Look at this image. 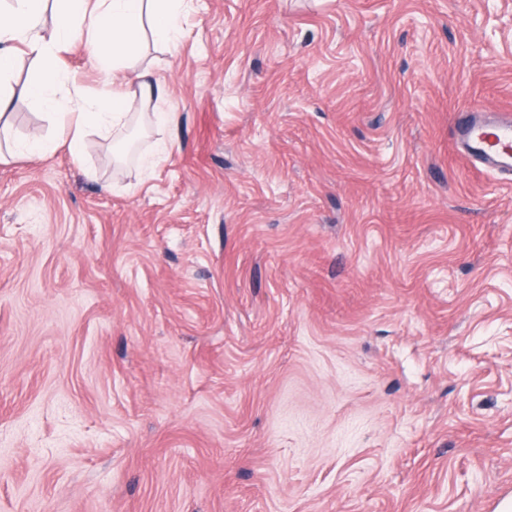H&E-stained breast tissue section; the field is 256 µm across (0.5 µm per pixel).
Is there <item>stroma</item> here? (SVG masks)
<instances>
[{"mask_svg":"<svg viewBox=\"0 0 512 512\" xmlns=\"http://www.w3.org/2000/svg\"><path fill=\"white\" fill-rule=\"evenodd\" d=\"M175 130L0 162V512H498L512 498V0H194ZM72 88L109 90L81 43ZM13 142L55 138L24 95ZM174 144L151 173L139 157ZM465 136L466 153L494 169L512 172V118L472 124Z\"/></svg>","mask_w":512,"mask_h":512,"instance_id":"35a3bbf8","label":"stroma"}]
</instances>
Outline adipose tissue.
Returning a JSON list of instances; mask_svg holds the SVG:
<instances>
[{
  "instance_id": "obj_1",
  "label": "adipose tissue",
  "mask_w": 512,
  "mask_h": 512,
  "mask_svg": "<svg viewBox=\"0 0 512 512\" xmlns=\"http://www.w3.org/2000/svg\"><path fill=\"white\" fill-rule=\"evenodd\" d=\"M188 0H15L0 13V78L15 67L17 48L25 46L42 63L40 77L27 88L33 103L48 115L58 116L62 137L74 150L75 161L90 136L102 140L121 137L131 124L172 126L177 116L155 112L152 101L162 99L160 79L135 63L145 39L161 45L176 44L183 36L181 18ZM52 12L51 30H44L45 12ZM82 40L95 64L118 71L122 78L111 93L92 96L75 90L69 111H61L57 88L69 80L55 67L58 54L74 40Z\"/></svg>"
}]
</instances>
